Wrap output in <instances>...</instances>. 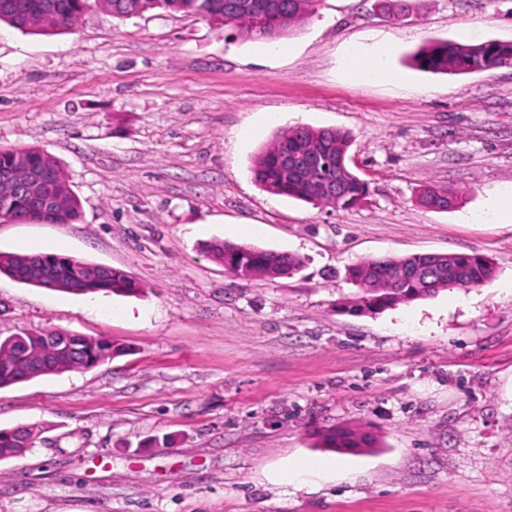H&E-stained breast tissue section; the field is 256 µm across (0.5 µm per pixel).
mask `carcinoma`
Segmentation results:
<instances>
[{
    "instance_id": "obj_1",
    "label": "carcinoma",
    "mask_w": 512,
    "mask_h": 512,
    "mask_svg": "<svg viewBox=\"0 0 512 512\" xmlns=\"http://www.w3.org/2000/svg\"><path fill=\"white\" fill-rule=\"evenodd\" d=\"M119 19L140 16L154 10L200 17L211 24L236 28L245 39H260L254 32L260 26L257 0H97ZM278 35L285 34L301 21L315 0H273ZM90 6V0H0V21L27 31L54 32L73 28ZM421 68L431 72L470 73L479 65L490 68L512 65V43L486 41L478 44L432 42L416 54ZM354 141L349 131L336 128L297 126L282 131L259 154L251 166L254 181L266 192L299 200L326 204L328 200L312 193V186L298 175L283 174L285 155L319 150L322 163L313 178L336 179L340 168L348 164V152ZM11 170L23 179L33 170L47 169L57 185L53 209L39 216L47 224H72L81 216V202L66 179L60 162L48 152L30 147L24 150H0V171ZM367 192L366 183L353 171L343 177L336 206L349 208L359 204ZM422 205L443 210L451 206L454 195L435 187L424 188ZM29 198L24 194L0 197V208L14 214L28 212ZM207 253L225 271L241 278L274 279L291 275L303 266L301 257L277 253L246 244L214 240L206 244ZM40 269L35 287L80 295L119 293L135 295L140 285L127 272L87 263L57 254H2L0 273L18 282L30 284L28 277ZM496 269L490 259L478 252L457 254L453 259L438 254L365 259L348 270V278L358 287L350 298L336 303V310L359 315L375 313L399 302H412L447 288L467 290L490 282ZM124 347L108 338L88 337L63 330L27 331L0 338V387L27 382L33 378L87 370L120 355ZM34 427L0 429V460L21 457L32 447ZM331 448H373L376 442L367 432L334 429L323 436Z\"/></svg>"
}]
</instances>
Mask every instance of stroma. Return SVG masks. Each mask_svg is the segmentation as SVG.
Returning <instances> with one entry per match:
<instances>
[{
	"label": "stroma",
	"mask_w": 512,
	"mask_h": 512,
	"mask_svg": "<svg viewBox=\"0 0 512 512\" xmlns=\"http://www.w3.org/2000/svg\"><path fill=\"white\" fill-rule=\"evenodd\" d=\"M315 0L287 35L160 10L89 8L45 35L0 24V149L53 154L73 224L0 221V252L126 271L137 295L82 296L0 274V336L62 329L122 355L0 389V512H512V67L416 65L431 40L512 42V0ZM392 45L390 77L347 76ZM298 125L352 132L366 199L336 209L264 191L251 161ZM452 188L430 210L421 189ZM485 221H475L478 213ZM224 239L304 260L244 280ZM478 251L497 274L377 314L335 311L363 259ZM335 428L373 434L339 452ZM35 426L21 425L0 429V460L21 457L32 447L30 440L35 437Z\"/></svg>",
	"instance_id": "obj_1"
}]
</instances>
